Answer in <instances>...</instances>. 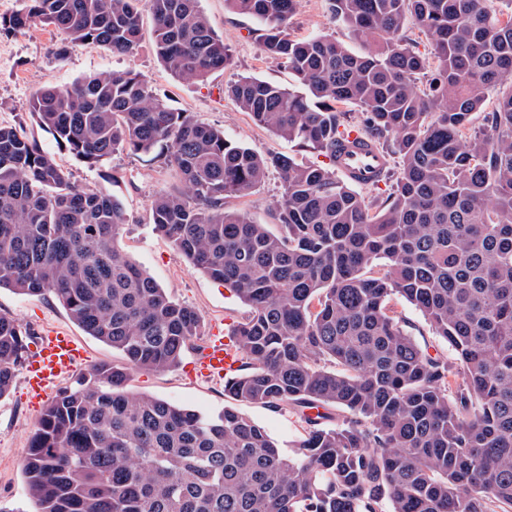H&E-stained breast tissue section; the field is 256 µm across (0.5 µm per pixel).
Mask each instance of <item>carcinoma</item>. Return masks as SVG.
I'll list each match as a JSON object with an SVG mask.
<instances>
[{
    "instance_id": "carcinoma-1",
    "label": "carcinoma",
    "mask_w": 512,
    "mask_h": 512,
    "mask_svg": "<svg viewBox=\"0 0 512 512\" xmlns=\"http://www.w3.org/2000/svg\"><path fill=\"white\" fill-rule=\"evenodd\" d=\"M137 2L21 0L0 31L39 23L127 54ZM148 2L173 76L202 82L232 65L199 0ZM226 2L260 23L266 53L297 82L242 77L227 94L328 162L233 142L131 71L38 89L29 113L91 167L121 149L173 171L151 202L153 229L249 307L224 395L290 409L303 432L286 453L232 406L205 416L128 388L132 370L178 365L201 315L123 251L117 196L72 181L1 125L0 288L53 294L126 360L47 405L24 460L33 512H512V0H330L336 22L373 41L363 56L329 35L293 37L297 0ZM410 25L433 59L408 42ZM345 105L379 148L394 142L397 177L374 210L336 172ZM272 169L276 233L225 207ZM395 296L452 356L416 343ZM28 340L0 315V398Z\"/></svg>"
}]
</instances>
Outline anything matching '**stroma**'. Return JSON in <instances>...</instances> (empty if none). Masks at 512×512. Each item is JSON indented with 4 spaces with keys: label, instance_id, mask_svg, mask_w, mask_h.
Returning a JSON list of instances; mask_svg holds the SVG:
<instances>
[{
    "label": "stroma",
    "instance_id": "obj_1",
    "mask_svg": "<svg viewBox=\"0 0 512 512\" xmlns=\"http://www.w3.org/2000/svg\"><path fill=\"white\" fill-rule=\"evenodd\" d=\"M199 6L214 31L223 36L233 64L212 73L206 81L185 82L175 78L153 51V21L146 0H141L140 48L127 55H115L104 47L88 43L62 44L60 35L49 26H32L17 32L0 33V125L23 124L26 134L52 154L77 183L101 188L118 196L124 205L128 231L121 240L130 259L143 268L177 301L196 308L202 316L205 336L230 335L232 328L248 314L247 306L229 289L193 270L184 256L150 222V205L156 193L170 188L174 178L162 163H148L119 150L100 167L89 168L64 148L31 118L28 108L32 94L47 86L65 87L92 74L114 70L141 75L169 107L191 113L200 122L223 129L227 139L243 143L267 154L284 152L301 165L320 164L324 158L299 149L270 130L257 126L247 112L225 96L226 86L243 76L264 79L288 88L296 79L279 61L268 56L258 37L257 22L235 13L225 0H199ZM290 32L298 38L333 35L352 53L372 51L369 39L353 35L332 20L328 0H299ZM280 176L270 172L263 183L245 196L227 199L231 210L276 230L275 202ZM0 313L15 318L32 335L47 327L66 330L83 347L86 359L77 375H85L100 363L123 364V355L88 336L68 316L65 308L49 293L19 295L0 288ZM131 390L193 409L205 415L221 412L228 399L224 386L215 382L192 381L183 367L165 371H132ZM236 410L261 425L281 444L288 445L300 435L298 417L288 410L239 402ZM44 412L31 404L22 379H15L8 397L0 399V512H30L23 473V459L29 436Z\"/></svg>",
    "mask_w": 512,
    "mask_h": 512
}]
</instances>
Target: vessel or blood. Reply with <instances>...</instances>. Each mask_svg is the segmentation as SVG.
Here are the masks:
<instances>
[{"mask_svg":"<svg viewBox=\"0 0 512 512\" xmlns=\"http://www.w3.org/2000/svg\"><path fill=\"white\" fill-rule=\"evenodd\" d=\"M348 144L336 161L337 172L362 184H371L384 170L387 158L361 133L350 132ZM82 358V350L66 332L45 329L39 336L28 362L25 385L33 399L45 398L71 374ZM241 366L240 357L223 336L208 337L190 364L193 374L206 381L234 380Z\"/></svg>","mask_w":512,"mask_h":512,"instance_id":"obj_1","label":"vessel or blood"}]
</instances>
